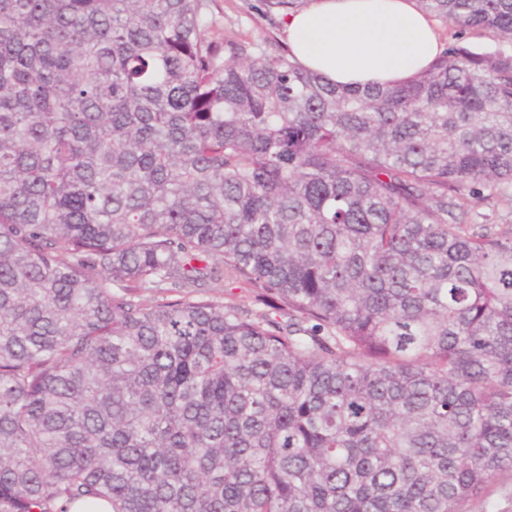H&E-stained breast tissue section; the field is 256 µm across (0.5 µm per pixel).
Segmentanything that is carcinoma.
<instances>
[{
	"instance_id": "1",
	"label": "carcinoma",
	"mask_w": 512,
	"mask_h": 512,
	"mask_svg": "<svg viewBox=\"0 0 512 512\" xmlns=\"http://www.w3.org/2000/svg\"><path fill=\"white\" fill-rule=\"evenodd\" d=\"M417 2L452 42L346 86L211 0H0V512H460L512 476V224L469 217L512 213V0ZM211 288H204L207 294L214 300L223 301L224 303H235L242 308L249 310H259L261 305L255 302V288L245 282H237L230 286H222L221 283L211 284ZM232 289V290H230Z\"/></svg>"
}]
</instances>
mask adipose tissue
<instances>
[{
	"label": "adipose tissue",
	"mask_w": 512,
	"mask_h": 512,
	"mask_svg": "<svg viewBox=\"0 0 512 512\" xmlns=\"http://www.w3.org/2000/svg\"><path fill=\"white\" fill-rule=\"evenodd\" d=\"M297 60L336 84H404L441 50L416 0H310L284 26Z\"/></svg>",
	"instance_id": "ef3b65f1"
}]
</instances>
